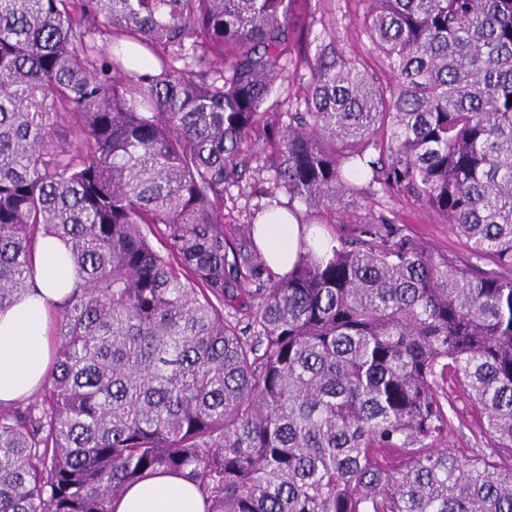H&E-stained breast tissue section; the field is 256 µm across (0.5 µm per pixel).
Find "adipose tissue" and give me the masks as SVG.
I'll return each instance as SVG.
<instances>
[{
  "label": "adipose tissue",
  "mask_w": 512,
  "mask_h": 512,
  "mask_svg": "<svg viewBox=\"0 0 512 512\" xmlns=\"http://www.w3.org/2000/svg\"><path fill=\"white\" fill-rule=\"evenodd\" d=\"M299 236L300 227L292 221L262 236L274 272L292 266ZM33 268V293L0 311V402L4 404L32 396L46 379L51 363L50 315L77 280L66 245L50 236L39 238ZM112 508L114 512H205V500L183 477L157 473L129 486Z\"/></svg>",
  "instance_id": "adipose-tissue-1"
}]
</instances>
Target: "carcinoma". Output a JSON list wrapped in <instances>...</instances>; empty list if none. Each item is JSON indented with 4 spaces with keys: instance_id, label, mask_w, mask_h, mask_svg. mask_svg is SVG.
<instances>
[{
    "instance_id": "cac0c4a2",
    "label": "carcinoma",
    "mask_w": 512,
    "mask_h": 512,
    "mask_svg": "<svg viewBox=\"0 0 512 512\" xmlns=\"http://www.w3.org/2000/svg\"><path fill=\"white\" fill-rule=\"evenodd\" d=\"M314 1L0 0V310L40 235L79 275L0 405V512L158 472L206 512H512V0H362L369 62ZM282 208L353 229L278 274ZM396 210L399 217L410 224L418 236L428 240L436 249L459 257L468 254L466 240L458 236L448 224H436L429 217L404 205H397ZM456 415L453 416L454 440L459 448H470L473 443L472 429L476 426L475 412L463 397L455 401Z\"/></svg>"
}]
</instances>
